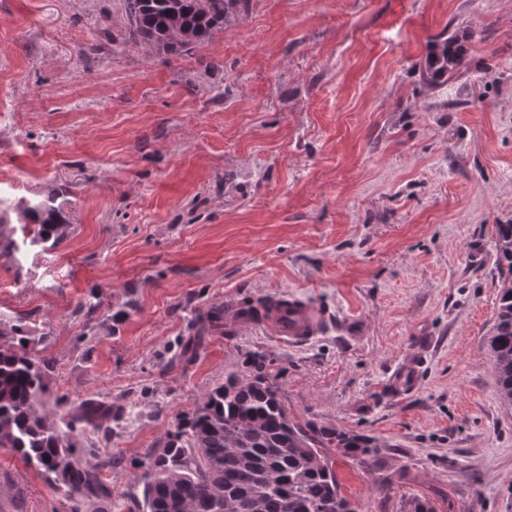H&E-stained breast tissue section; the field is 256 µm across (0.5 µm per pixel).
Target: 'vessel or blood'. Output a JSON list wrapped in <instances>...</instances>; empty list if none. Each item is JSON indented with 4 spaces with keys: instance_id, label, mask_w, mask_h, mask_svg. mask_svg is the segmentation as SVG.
Masks as SVG:
<instances>
[{
    "instance_id": "b4317fda",
    "label": "vessel or blood",
    "mask_w": 512,
    "mask_h": 512,
    "mask_svg": "<svg viewBox=\"0 0 512 512\" xmlns=\"http://www.w3.org/2000/svg\"><path fill=\"white\" fill-rule=\"evenodd\" d=\"M265 322L271 334L291 346L307 344L322 331L320 312L297 296L282 297L266 316Z\"/></svg>"
}]
</instances>
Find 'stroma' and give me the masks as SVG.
<instances>
[{"instance_id": "1", "label": "stroma", "mask_w": 512, "mask_h": 512, "mask_svg": "<svg viewBox=\"0 0 512 512\" xmlns=\"http://www.w3.org/2000/svg\"><path fill=\"white\" fill-rule=\"evenodd\" d=\"M469 36L447 84L419 64ZM56 196L63 243L0 254V320H23L52 396L125 407L112 497L248 353L291 418L376 439L332 452L357 512H512V409L486 339L512 224V0H251L187 54L131 40L124 0H0V198ZM296 295L318 338L281 344L241 309ZM97 303L93 317L83 307ZM224 310L221 327L196 319ZM0 448V512H70ZM496 250L500 265L506 264L508 275H512V224L496 225Z\"/></svg>"}]
</instances>
